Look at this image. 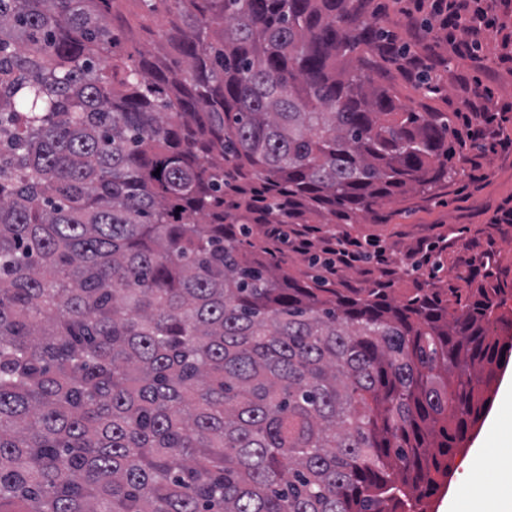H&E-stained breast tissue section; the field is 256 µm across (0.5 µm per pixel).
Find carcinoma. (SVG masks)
Listing matches in <instances>:
<instances>
[{
  "mask_svg": "<svg viewBox=\"0 0 512 512\" xmlns=\"http://www.w3.org/2000/svg\"><path fill=\"white\" fill-rule=\"evenodd\" d=\"M0 0V512H426L512 351L505 289L296 277L274 224L448 181L370 0ZM160 171L155 176L153 172ZM128 19L136 30V47L146 52L147 56L164 60L168 58V46L160 38L161 31H166L170 15L159 11L152 15L142 12L136 4L128 6Z\"/></svg>",
  "mask_w": 512,
  "mask_h": 512,
  "instance_id": "1",
  "label": "carcinoma"
}]
</instances>
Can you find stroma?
<instances>
[{"instance_id": "stroma-1", "label": "stroma", "mask_w": 512, "mask_h": 512, "mask_svg": "<svg viewBox=\"0 0 512 512\" xmlns=\"http://www.w3.org/2000/svg\"><path fill=\"white\" fill-rule=\"evenodd\" d=\"M373 2L386 4L384 27L393 33L396 45L419 53L428 44L448 59L447 66L430 69L441 86L437 93L425 92L417 80L394 67L382 66L381 82L406 108L453 115L465 100L475 98L485 87L492 91L491 107L512 104V68L501 62L502 48L497 38H485L476 51L455 55L442 40L426 39L424 28H409L392 0ZM128 18L136 31L137 47L147 56L167 58V42L160 34L168 27L169 14L160 11L150 15L133 4ZM448 167L454 172L448 183L381 201L359 223L349 225V232L394 253L434 243L442 235L449 237L451 245L439 256L435 272L421 273L415 281L395 280V294L419 282L439 289L446 298L451 289L463 287L468 281L512 292V223L491 221L494 212L512 200V120L504 123L499 142L491 145L471 141L465 148L455 149L448 158ZM487 249L494 252L493 275L488 279L472 269L473 258Z\"/></svg>"}]
</instances>
